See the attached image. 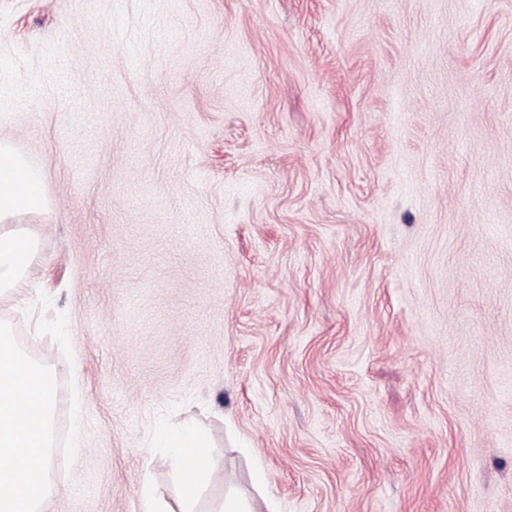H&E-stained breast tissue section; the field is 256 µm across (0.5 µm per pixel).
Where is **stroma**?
<instances>
[{"label": "stroma", "mask_w": 512, "mask_h": 512, "mask_svg": "<svg viewBox=\"0 0 512 512\" xmlns=\"http://www.w3.org/2000/svg\"><path fill=\"white\" fill-rule=\"evenodd\" d=\"M58 512H512V0H0ZM163 448H169L179 490L173 501L158 494L149 480L142 487V512H201L196 506L212 469L211 436L195 425L161 433ZM204 512H262L248 504L241 496L229 493L216 499Z\"/></svg>", "instance_id": "obj_1"}]
</instances>
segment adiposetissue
<instances>
[{"mask_svg": "<svg viewBox=\"0 0 512 512\" xmlns=\"http://www.w3.org/2000/svg\"><path fill=\"white\" fill-rule=\"evenodd\" d=\"M43 177L9 143L0 141V293L29 301L42 293L30 281L36 243L13 222L45 209ZM59 401L55 371L40 366L19 347L10 326L0 322V512H55L59 495L49 482L53 417ZM175 469L174 500L142 487V512H198L200 493L212 469L211 436L195 425L161 434Z\"/></svg>", "mask_w": 512, "mask_h": 512, "instance_id": "1", "label": "adipose tissue"}]
</instances>
